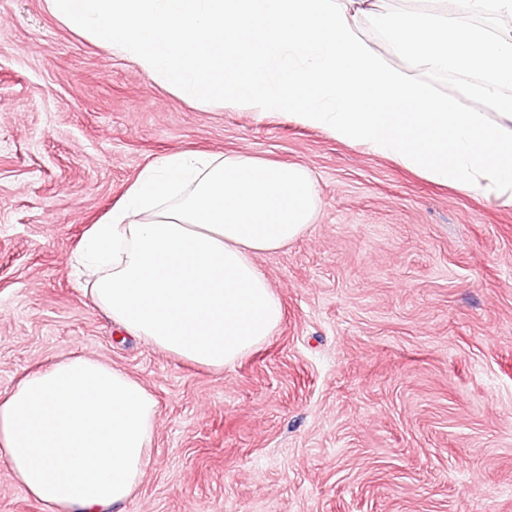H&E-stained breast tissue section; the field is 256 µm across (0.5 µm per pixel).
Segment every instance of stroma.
Returning <instances> with one entry per match:
<instances>
[{
	"label": "stroma",
	"mask_w": 512,
	"mask_h": 512,
	"mask_svg": "<svg viewBox=\"0 0 512 512\" xmlns=\"http://www.w3.org/2000/svg\"><path fill=\"white\" fill-rule=\"evenodd\" d=\"M180 151L302 164L319 200L255 258L281 327L221 372L121 337L71 275ZM75 353L158 400L122 512H512V207L285 113L192 106L44 0H0V391Z\"/></svg>",
	"instance_id": "stroma-1"
}]
</instances>
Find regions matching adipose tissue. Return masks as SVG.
<instances>
[{"label":"adipose tissue","mask_w":512,"mask_h":512,"mask_svg":"<svg viewBox=\"0 0 512 512\" xmlns=\"http://www.w3.org/2000/svg\"><path fill=\"white\" fill-rule=\"evenodd\" d=\"M317 207L300 165L173 153L87 228L71 266L84 296L127 335L220 371L279 329L282 301L254 258L299 237ZM157 416L137 378L67 357L0 392V458L50 512H118L148 468Z\"/></svg>","instance_id":"adipose-tissue-1"}]
</instances>
